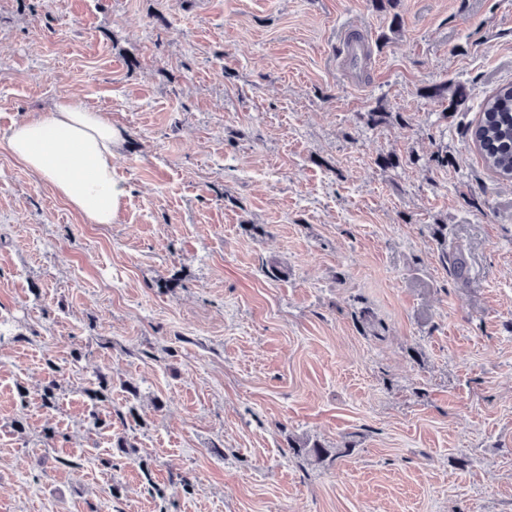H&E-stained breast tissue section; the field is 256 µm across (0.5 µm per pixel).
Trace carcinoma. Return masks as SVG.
<instances>
[{
  "instance_id": "carcinoma-1",
  "label": "carcinoma",
  "mask_w": 512,
  "mask_h": 512,
  "mask_svg": "<svg viewBox=\"0 0 512 512\" xmlns=\"http://www.w3.org/2000/svg\"><path fill=\"white\" fill-rule=\"evenodd\" d=\"M447 93L450 94V104L457 106L466 101L469 89L464 85H456L450 90L444 84L428 90V96L432 98H443ZM472 139L487 169L512 180V84L499 87L485 99L480 117L472 130ZM434 236L440 245L442 263L462 272L464 262L461 252L448 250L446 225H435ZM49 368L52 374L42 387L41 400L44 408L52 410L58 401V384L53 374L55 366L51 364ZM288 448L296 457L314 456L320 460L329 455V449L319 443L309 445L291 438L288 439Z\"/></svg>"
}]
</instances>
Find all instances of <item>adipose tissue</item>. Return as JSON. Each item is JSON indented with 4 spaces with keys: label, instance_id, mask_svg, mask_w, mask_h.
<instances>
[{
    "label": "adipose tissue",
    "instance_id": "obj_1",
    "mask_svg": "<svg viewBox=\"0 0 512 512\" xmlns=\"http://www.w3.org/2000/svg\"><path fill=\"white\" fill-rule=\"evenodd\" d=\"M119 136L102 114L71 97L12 126L7 145L91 224L116 222L126 189L113 176Z\"/></svg>",
    "mask_w": 512,
    "mask_h": 512
}]
</instances>
